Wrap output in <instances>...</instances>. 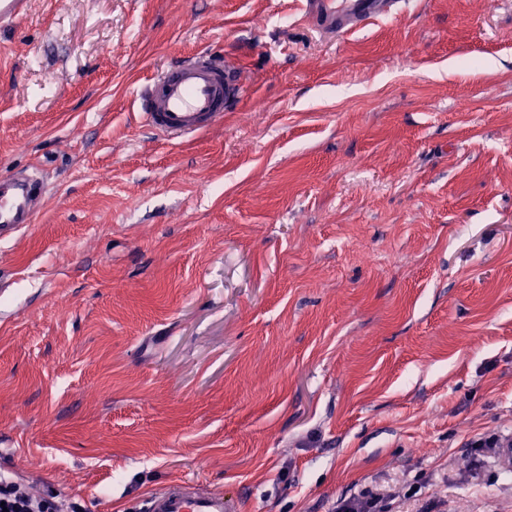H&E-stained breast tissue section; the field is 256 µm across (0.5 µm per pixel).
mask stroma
Masks as SVG:
<instances>
[{"instance_id": "1", "label": "stroma", "mask_w": 512, "mask_h": 512, "mask_svg": "<svg viewBox=\"0 0 512 512\" xmlns=\"http://www.w3.org/2000/svg\"><path fill=\"white\" fill-rule=\"evenodd\" d=\"M32 0L0 28V451L35 495L134 512H512V0ZM224 55L247 92L170 143L140 88ZM304 18L320 33L336 35L358 30L392 12L399 0H304ZM44 194L43 182L36 175H0V240L14 237L38 213L37 202ZM233 504L221 494L173 482L159 489L146 502V512H232ZM384 497L371 491H365L356 497L337 501L334 512H387Z\"/></svg>"}]
</instances>
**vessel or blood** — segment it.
Listing matches in <instances>:
<instances>
[{"mask_svg":"<svg viewBox=\"0 0 512 512\" xmlns=\"http://www.w3.org/2000/svg\"><path fill=\"white\" fill-rule=\"evenodd\" d=\"M399 0H304V18L318 32L333 35L358 30L391 13ZM31 0H0V25L23 19ZM243 80L222 55L205 53L180 59L152 78L140 92V116L146 127L167 139L200 132L224 117L242 97ZM43 183L31 174L0 175V240L32 224ZM223 495L183 482L159 489L145 512H233Z\"/></svg>","mask_w":512,"mask_h":512,"instance_id":"vessel-or-blood-1","label":"vessel or blood"}]
</instances>
